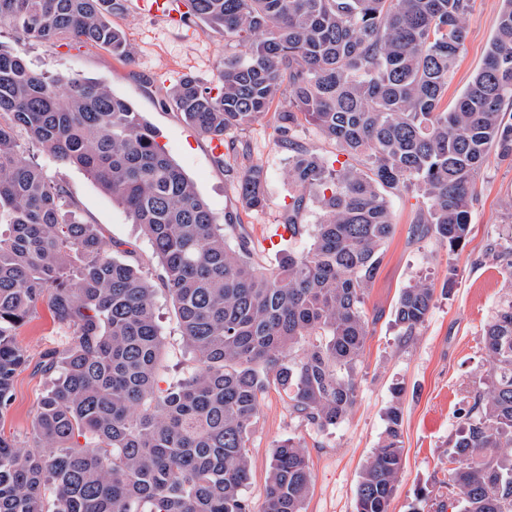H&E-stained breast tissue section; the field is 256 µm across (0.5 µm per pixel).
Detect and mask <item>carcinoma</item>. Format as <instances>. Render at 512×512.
I'll return each instance as SVG.
<instances>
[{
  "label": "carcinoma",
  "mask_w": 512,
  "mask_h": 512,
  "mask_svg": "<svg viewBox=\"0 0 512 512\" xmlns=\"http://www.w3.org/2000/svg\"><path fill=\"white\" fill-rule=\"evenodd\" d=\"M186 14L224 35V68L203 88L185 77L171 100L202 135L244 131L281 96L291 237L319 208L308 249L268 270L224 225L157 141L105 84L28 66L0 47V416L28 362L15 330L47 303L68 336L44 353L50 387L28 445L0 434V512H254L248 442L272 385L319 429L356 401L354 365L369 323L366 288L395 229L390 197L419 198L411 239L454 253L470 233L473 181L491 152L512 160V0H504L482 66L450 107L448 78L473 0H185ZM122 0H0L27 41H75L130 60L112 26ZM336 144L341 166L296 146L305 126ZM25 135L77 166L139 225L158 256L190 371L158 386L165 339L156 287L129 251L79 220L65 185L18 146ZM242 205L268 199L261 166H228ZM512 283V233L492 243ZM434 288H403L395 323L413 336ZM487 378L459 411L449 442L456 512H512V289L484 332ZM402 412L358 481L355 512H390L403 462ZM312 474L291 438L272 452L262 512H303Z\"/></svg>",
  "instance_id": "cac0c4a2"
}]
</instances>
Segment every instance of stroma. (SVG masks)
Returning a JSON list of instances; mask_svg holds the SVG:
<instances>
[{
	"instance_id": "obj_1",
	"label": "stroma",
	"mask_w": 512,
	"mask_h": 512,
	"mask_svg": "<svg viewBox=\"0 0 512 512\" xmlns=\"http://www.w3.org/2000/svg\"><path fill=\"white\" fill-rule=\"evenodd\" d=\"M501 8L502 0H474L466 19L465 47L448 82V102H455L481 66ZM111 21L133 47V61L83 43L22 45L9 26L0 28V46L22 48L34 68L102 82L126 99L160 133L170 158L226 223L228 241L251 240L261 264L276 266L281 248L267 246L266 241L284 223L293 194L285 175L289 150L274 134L280 102H273L248 130L229 131L224 137L229 149L216 157L209 138L185 120L170 98L173 86L186 76L208 87L216 84L224 64L223 35L205 31L197 19L186 22L150 14L137 0H125ZM18 145L51 179L66 184L85 222L98 225L105 240L126 243L148 277H158L160 262L148 238L84 171L57 165L26 137H19ZM237 148L247 150L264 169L265 208L249 210L241 204L236 183L225 169ZM473 193L470 233L456 256L435 240L411 241L417 198L392 197L395 232L362 302L369 335L355 366V405L342 423L322 431L292 411L284 392L267 390L249 441L250 481L245 493L254 507L264 501L274 445L290 437L302 444L313 476L303 512H354L359 474L385 429L388 407L396 402L402 410L404 460L391 512H435L436 502L448 499V443L458 429L457 410L488 374L484 327L507 290L489 248L499 234L512 228V162L489 154ZM418 277L432 283L434 304L417 333L406 336L395 324L393 310L401 290ZM155 301L165 337L161 377L169 385L186 374L190 362L170 298L160 290ZM16 341L26 351L29 365L15 379L14 401L0 416V432L22 445L50 385L37 365L45 351L62 347L66 338L47 305L40 303L17 329ZM398 385L404 389L399 399L394 396Z\"/></svg>"
}]
</instances>
